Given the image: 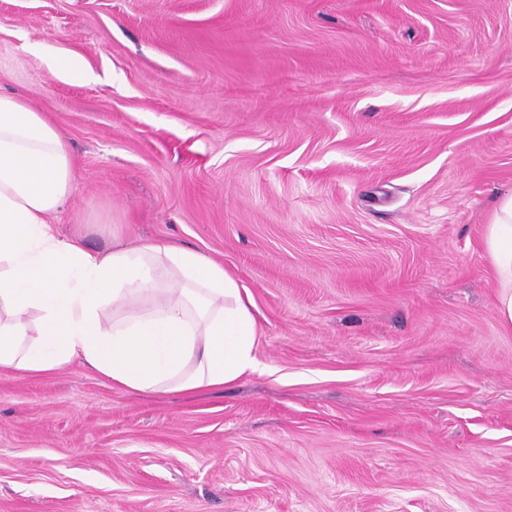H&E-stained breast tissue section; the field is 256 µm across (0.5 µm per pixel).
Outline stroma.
I'll return each mask as SVG.
<instances>
[{
  "label": "stroma",
  "instance_id": "obj_1",
  "mask_svg": "<svg viewBox=\"0 0 512 512\" xmlns=\"http://www.w3.org/2000/svg\"><path fill=\"white\" fill-rule=\"evenodd\" d=\"M0 93L70 149L59 237L209 256L267 367L0 372V512H512V0H0ZM35 47L58 76L70 80L89 78L90 72L78 57L60 54L52 45L45 42H37ZM484 241L493 274L500 284V322L512 330V192L503 197L492 223L487 224Z\"/></svg>",
  "mask_w": 512,
  "mask_h": 512
}]
</instances>
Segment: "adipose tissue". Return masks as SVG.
<instances>
[{
    "instance_id": "obj_1",
    "label": "adipose tissue",
    "mask_w": 512,
    "mask_h": 512,
    "mask_svg": "<svg viewBox=\"0 0 512 512\" xmlns=\"http://www.w3.org/2000/svg\"><path fill=\"white\" fill-rule=\"evenodd\" d=\"M74 190L56 125L0 94V372L42 375L79 360L131 394L221 388L260 371L254 301L208 256L143 242L109 252L59 238L50 215ZM512 330V192L485 232ZM153 305L108 316L137 295Z\"/></svg>"
}]
</instances>
